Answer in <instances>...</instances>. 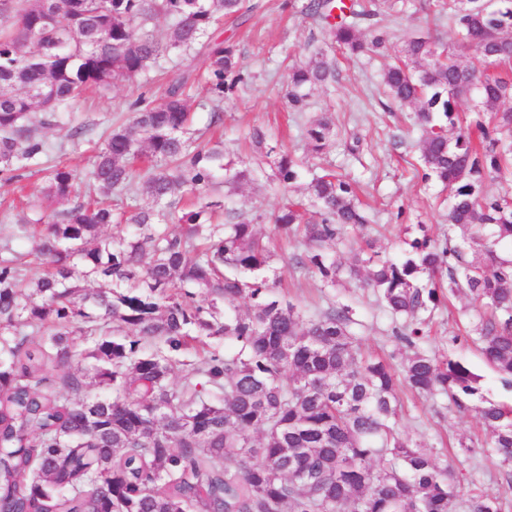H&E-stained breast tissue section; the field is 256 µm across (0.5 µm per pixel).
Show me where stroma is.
<instances>
[{"instance_id":"35a3bbf8","label":"stroma","mask_w":512,"mask_h":512,"mask_svg":"<svg viewBox=\"0 0 512 512\" xmlns=\"http://www.w3.org/2000/svg\"><path fill=\"white\" fill-rule=\"evenodd\" d=\"M296 0H244L239 18L226 19L213 29V36L234 46L246 81L238 85L230 100L223 104L222 129L210 127L211 102L201 81L191 79L192 52L172 50L150 62L129 81L89 93L62 107L50 124L41 126L43 140L53 146L54 159L74 169L77 176L71 200H57L45 192V178L38 168L26 171L21 180H0V250L9 249L20 256L28 276L42 272L43 265L32 240L19 231L21 218L35 219L41 214L60 213L80 201L86 193V174L102 142L104 131L129 124L138 98L156 102L163 97L169 81L188 76L184 97L195 114L194 138L201 146L223 141L226 158L259 163L262 172L257 181L241 186L232 194L230 205L238 220L255 224L269 238L276 251L267 273L277 295L299 305L312 315L327 309L331 302L351 305L358 324L356 337L361 348L371 354L400 363L409 348L391 334L393 321L373 292L360 288L357 278L342 275L336 286H328L313 269L293 265L294 255L302 253L300 238L285 234L271 221L274 212L298 194L282 187L273 178V157H255L247 150L246 133L262 128L270 143L283 145L306 165L302 179L311 171L326 167L347 174L361 188L360 200L367 204L373 222L361 230H347L336 247V257L350 264L355 250L368 245L380 256H401L406 239L415 235L416 224H426L429 235L442 239L447 228L441 202V186L424 185L415 176L420 131L409 109L393 106L381 86L380 57H361L351 61L337 57V80L327 89L312 95L306 111L286 109L288 84L286 65L291 57L307 58L321 45L323 36L312 30L300 14ZM392 48L400 50L412 34L437 31L443 44L453 34L447 21L438 20L429 0H414L407 13L394 15L390 24ZM332 115L335 137L322 154L310 156L303 137L305 123L321 113ZM83 128L81 137H73L75 128ZM359 142L356 153L347 143ZM464 297L451 296L449 302L432 312L420 348L428 353L447 354L468 364L479 375V394L469 398L467 409H459L448 398L437 395L406 394L398 423L403 436L427 449L437 462L452 466L462 477L463 491L480 490L501 497L502 512H512V493L508 477L495 457L467 454L458 446L460 439L480 434L473 412L481 400L512 406V379L503 377L481 356L474 337L464 330L472 316Z\"/></svg>"}]
</instances>
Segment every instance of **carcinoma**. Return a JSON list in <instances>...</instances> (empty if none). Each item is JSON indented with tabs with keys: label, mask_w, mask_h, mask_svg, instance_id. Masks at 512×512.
<instances>
[{
	"label": "carcinoma",
	"mask_w": 512,
	"mask_h": 512,
	"mask_svg": "<svg viewBox=\"0 0 512 512\" xmlns=\"http://www.w3.org/2000/svg\"><path fill=\"white\" fill-rule=\"evenodd\" d=\"M242 5L0 0V15L17 18L0 28V176L51 160L32 113L46 125L84 91L131 79L171 49L204 45L195 71L215 103L211 123L222 124L220 104L245 76L234 47L206 38ZM435 8L455 44L409 37L381 84L414 112L421 181L447 190L448 236L439 245L418 224L404 259L361 250L349 268L401 321L393 335L413 353L398 365L369 357L351 306L306 318L266 280H246L274 253L254 225L206 215L224 209L211 196L217 170L232 190L256 169L224 161L221 141L205 149L188 136L185 80L175 78L107 136L87 174L91 201L19 225L36 239L44 273L30 278L16 256H0V512H451L461 479L399 435L400 393L446 396L462 409L478 393L465 363L419 350L425 315L447 292L470 299L484 357L512 377V257L501 254L512 245V0H435ZM397 10L389 0H303L300 12L325 41L291 67L288 107L304 111L313 91L336 82V52L388 51L384 21ZM159 14L174 19L163 44L142 31ZM461 48L473 52L469 61ZM333 134L324 114L304 129L316 154ZM145 152L152 165L141 174L132 163ZM303 165L280 150L276 180L292 187ZM47 170L48 194L70 198L74 171L63 162ZM303 191L305 201L284 205L274 224L307 246L295 264L334 286L343 266L328 249L371 217L343 174H314ZM139 192L152 206L125 217L136 233L102 236L114 223L112 197ZM180 192L198 195V206L181 207ZM170 224L185 233H168ZM91 281L100 286L90 295ZM242 299L251 301L245 312ZM27 328L43 341L31 344ZM217 336L230 348L200 357L171 385L169 353ZM80 359L90 363L77 375ZM87 378L112 395L79 397ZM474 412L511 473L512 408L489 402ZM464 508L502 512V500L472 491Z\"/></svg>",
	"instance_id": "cac0c4a2"
}]
</instances>
